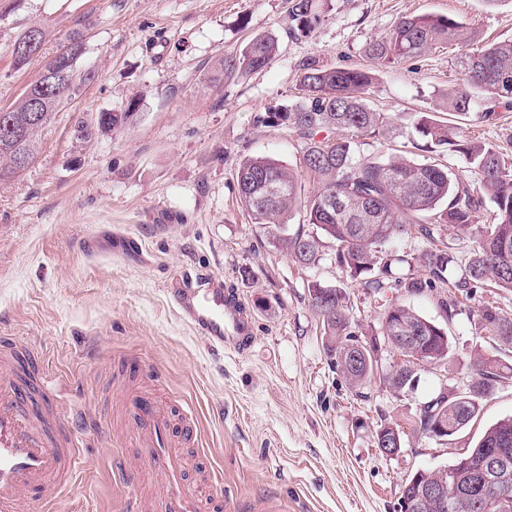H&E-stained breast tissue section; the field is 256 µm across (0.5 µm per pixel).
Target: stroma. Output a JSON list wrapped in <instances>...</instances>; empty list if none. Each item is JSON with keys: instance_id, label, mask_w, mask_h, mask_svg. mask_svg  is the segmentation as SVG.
Listing matches in <instances>:
<instances>
[{"instance_id": "obj_1", "label": "stroma", "mask_w": 512, "mask_h": 512, "mask_svg": "<svg viewBox=\"0 0 512 512\" xmlns=\"http://www.w3.org/2000/svg\"><path fill=\"white\" fill-rule=\"evenodd\" d=\"M445 15L485 39L512 40V0H333L309 37H290L288 0H25L0 18V109L12 106L70 36L80 35V70L95 74L37 135L30 166L0 182V348L16 381L51 371L57 406L82 404L85 421L106 417L108 435L90 447L76 475L78 496L59 512H121L122 484L110 467L114 446L128 463L122 396L138 387L180 423L195 411L199 443L186 472L200 482L218 470L232 497H214L210 512H398L399 487L419 470L447 465L486 428L512 417V378L484 397L477 417L439 442L412 436L419 404L444 389L465 392L477 356L512 366V347L488 336L478 308L497 302L512 317V292L455 297L447 285L407 297L374 292L323 259L303 269L270 243L264 225L242 206L237 167L248 157L274 158L300 172L301 142L265 113L295 104L300 68L363 67L365 48L405 16ZM47 38L40 57L15 68L11 44L31 24ZM257 35L276 36L278 56L263 70L214 80L220 58ZM460 73L439 48L375 70L369 105L393 132L357 138L361 157H405L446 166L460 181L470 168L458 154L413 148L421 115L459 126L464 135L512 154V110L496 123L444 112ZM137 116L109 134L93 131L100 111ZM223 280L250 315L244 351L214 350L175 311L170 288L183 271ZM344 288L353 332L367 341L399 302L435 320L452 351L443 366L420 370L414 391H396L385 375L398 356L382 349L364 390L336 372L323 346L307 283ZM457 301L446 319L438 297ZM406 434L402 452L380 453L381 420Z\"/></svg>"}]
</instances>
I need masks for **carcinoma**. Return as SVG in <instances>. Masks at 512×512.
<instances>
[{
  "label": "carcinoma",
  "mask_w": 512,
  "mask_h": 512,
  "mask_svg": "<svg viewBox=\"0 0 512 512\" xmlns=\"http://www.w3.org/2000/svg\"><path fill=\"white\" fill-rule=\"evenodd\" d=\"M331 0H289L290 33L312 34L325 20ZM448 45L457 50L456 59L463 73L462 82L448 90L446 110L467 118L479 109L478 119L497 120L498 110L512 109V41L485 43L477 31L464 23L441 15L423 14L402 18L389 33L371 41L365 55L378 66L389 67L422 56L434 46ZM279 51L278 41L255 36L238 54L219 62L217 79L257 72L268 66ZM83 52L79 36L56 52L54 70L28 86L29 96L6 111H0V180L24 171L19 157L32 161L36 135L58 111L66 95L77 96L93 80L91 72H79ZM373 83L371 69L326 67L316 62L302 65L299 102L267 115L268 121L286 125L302 145V173L312 179V195L302 197L299 177L270 157L243 161L237 170L242 205L255 223L266 224L270 236L300 266L310 268L323 257L324 240L334 246V261L349 271L363 287L373 291L396 288L409 296L433 290L448 283L457 294L470 298L481 288L512 291V160L492 144L469 139L456 127L421 116L414 132L428 152L445 146L469 163L474 181L453 180L448 168L407 158L381 161L355 157V139L374 134L387 126L381 113L368 104ZM43 106L40 121L29 120L30 99ZM137 100L127 103L121 113L101 111L96 129L108 133L132 119ZM332 130L346 137L329 135ZM276 186L279 192L271 194ZM496 206L491 224H480L477 214L484 197ZM305 211L311 229L289 231L284 218L293 210ZM472 242L463 265L449 252L430 248L414 257L420 273L404 272L405 259L394 254L393 243L403 234L415 231L435 241L444 226ZM308 301L322 320L325 346L336 369L350 385L371 382L379 359L350 330L349 297L342 288L308 282ZM480 327L499 341L512 345V317L493 302L478 309ZM381 336H416L395 348L401 363L388 373L397 391L414 389L422 366H442L450 352L443 328L400 303L391 304L381 319ZM512 368L498 359L479 357L472 366L465 406L435 396L420 405L412 433L429 437L436 421L458 432L478 412V399L489 394ZM493 448L504 449L512 468V417L504 418L485 430L476 446L446 466L414 473L404 483L415 491L414 482L444 485L446 503L421 502L415 512H483L476 497L479 474L473 469ZM469 458L472 467L462 466Z\"/></svg>",
  "instance_id": "carcinoma-1"
}]
</instances>
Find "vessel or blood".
Instances as JSON below:
<instances>
[{"mask_svg": "<svg viewBox=\"0 0 512 512\" xmlns=\"http://www.w3.org/2000/svg\"><path fill=\"white\" fill-rule=\"evenodd\" d=\"M180 282L171 292L180 318L202 334L209 347L243 349L251 321L225 294L221 282L203 283L187 271ZM55 402L51 385H44L37 402L28 388L9 374H0V512H24L32 502L42 512H52L54 495H77L73 476L84 462L80 440L40 424L44 411L53 409ZM122 404L140 450L139 461L162 481L158 493L145 497L137 480L126 476L122 461H115V470L124 476V512H205L207 497L185 476V450L197 439L193 409L183 413L186 428L178 434L170 415L137 392H126Z\"/></svg>", "mask_w": 512, "mask_h": 512, "instance_id": "b4317fda", "label": "vessel or blood"}]
</instances>
